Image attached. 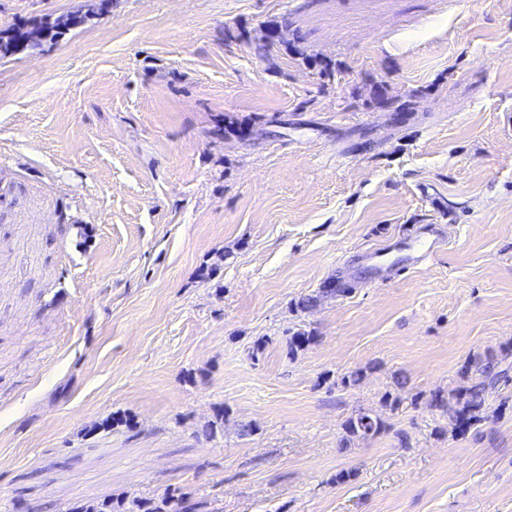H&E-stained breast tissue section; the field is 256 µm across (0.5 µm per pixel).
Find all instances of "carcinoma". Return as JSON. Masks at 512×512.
Returning <instances> with one entry per match:
<instances>
[{"mask_svg": "<svg viewBox=\"0 0 512 512\" xmlns=\"http://www.w3.org/2000/svg\"><path fill=\"white\" fill-rule=\"evenodd\" d=\"M88 14L75 12L64 17L49 20L38 15L26 18L23 29L15 25L0 28V57L20 53H34L62 35L65 31L79 27L87 19ZM256 55L268 62L274 60L276 53L282 50L298 51V40L285 43L279 39L278 27L266 30L254 42ZM372 102L391 112H410L414 109L410 100L391 93L386 84L375 86ZM465 373L472 383L464 387L455 397L453 407H448L444 400L438 401V407L450 410L456 425L471 427L488 419L485 412V392L488 386L507 377V370L497 369L491 359L479 357L469 361ZM346 428L354 436L371 437L385 428L384 422L369 412L360 411L347 420ZM201 505L190 502L187 493L174 489L162 498L150 502L120 498L102 501L83 502L69 506L67 512H198Z\"/></svg>", "mask_w": 512, "mask_h": 512, "instance_id": "obj_1", "label": "carcinoma"}]
</instances>
